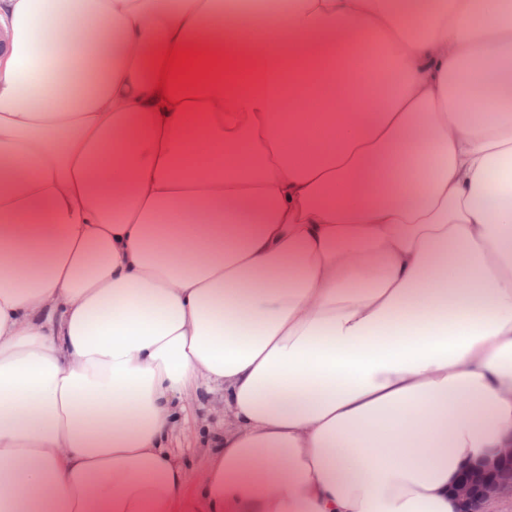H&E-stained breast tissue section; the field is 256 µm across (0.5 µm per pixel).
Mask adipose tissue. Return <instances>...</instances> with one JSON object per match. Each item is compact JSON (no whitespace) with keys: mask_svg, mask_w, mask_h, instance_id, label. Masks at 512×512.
<instances>
[{"mask_svg":"<svg viewBox=\"0 0 512 512\" xmlns=\"http://www.w3.org/2000/svg\"><path fill=\"white\" fill-rule=\"evenodd\" d=\"M510 446L512 0H0V512H461ZM206 403L202 406L199 402L194 401L189 406L190 421L184 432L179 436V447L183 448L185 463L192 475L205 462V447L209 439V435L205 428L194 422V419H202L207 417L209 422L215 424L223 418V410L221 406L213 402Z\"/></svg>","mask_w":512,"mask_h":512,"instance_id":"adipose-tissue-1","label":"adipose tissue"}]
</instances>
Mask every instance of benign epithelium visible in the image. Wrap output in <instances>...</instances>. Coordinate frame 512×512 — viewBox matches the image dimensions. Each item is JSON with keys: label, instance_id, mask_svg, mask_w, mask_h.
Returning <instances> with one entry per match:
<instances>
[{"label": "benign epithelium", "instance_id": "1", "mask_svg": "<svg viewBox=\"0 0 512 512\" xmlns=\"http://www.w3.org/2000/svg\"><path fill=\"white\" fill-rule=\"evenodd\" d=\"M512 486V447L504 448L496 461L467 469L455 487L461 500L462 512H480L482 503Z\"/></svg>", "mask_w": 512, "mask_h": 512}]
</instances>
